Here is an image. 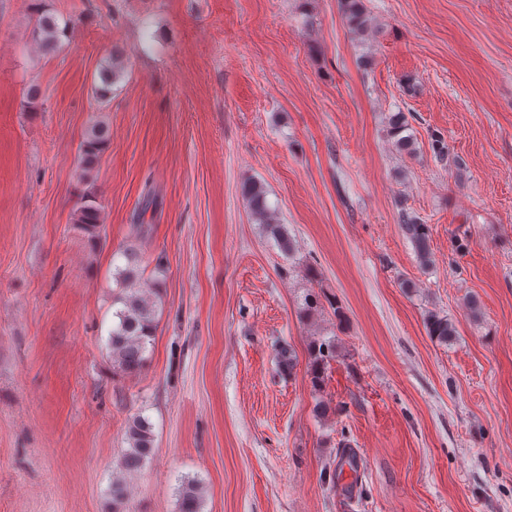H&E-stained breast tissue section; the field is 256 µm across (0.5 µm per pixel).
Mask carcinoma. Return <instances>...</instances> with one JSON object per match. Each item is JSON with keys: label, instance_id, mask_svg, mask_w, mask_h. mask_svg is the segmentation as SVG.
Wrapping results in <instances>:
<instances>
[{"label": "carcinoma", "instance_id": "1", "mask_svg": "<svg viewBox=\"0 0 512 512\" xmlns=\"http://www.w3.org/2000/svg\"><path fill=\"white\" fill-rule=\"evenodd\" d=\"M360 0H346L350 21L357 31L368 28L365 13L359 9ZM64 29L58 19L49 12L37 15L32 29L33 40L45 51L52 52L57 47ZM121 57L115 56L100 72V79L105 91H110L118 74L122 70ZM108 140L106 128L94 124L80 145L81 161L92 162L104 150ZM252 216L260 224L266 225L268 235L285 251H291L288 229L281 224L275 213L267 205V191L263 183L251 181L242 189ZM73 223L85 232L94 236L101 224V210L96 201L86 197L80 198L74 210ZM402 230L409 238L424 264L430 260L429 226L417 220L405 217ZM125 258L124 266L116 267L113 278L116 290L112 291V330L108 337V347L112 354V363L125 373H137L142 370L145 362L144 353L148 342L154 335L157 325V301L146 295L145 267L136 249L128 247L120 252ZM426 326L430 335L446 343L456 336V329L451 320L437 313L426 317ZM314 368L313 383H318L321 369L335 354V346L331 341H320L313 345ZM129 448L120 460V473L112 477V502L122 504L128 499V477L140 471L154 450L153 425L149 418L139 415L127 427ZM204 487L194 479L182 481L179 489V512H201L203 506Z\"/></svg>", "mask_w": 512, "mask_h": 512}]
</instances>
